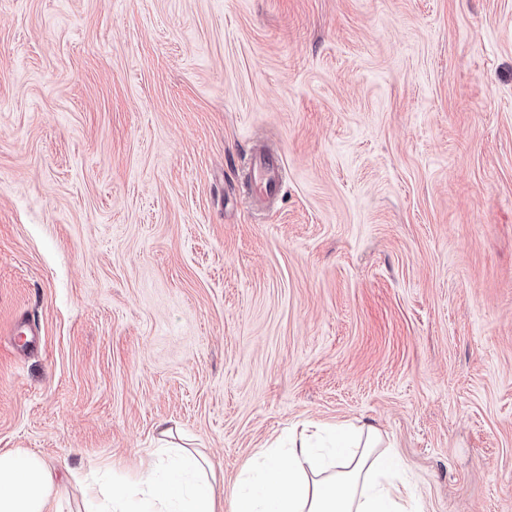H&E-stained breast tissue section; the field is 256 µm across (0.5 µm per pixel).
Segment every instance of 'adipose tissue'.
Here are the masks:
<instances>
[{
	"label": "adipose tissue",
	"instance_id": "adipose-tissue-1",
	"mask_svg": "<svg viewBox=\"0 0 512 512\" xmlns=\"http://www.w3.org/2000/svg\"><path fill=\"white\" fill-rule=\"evenodd\" d=\"M371 425H296L287 449H263L251 462L259 480L238 487L231 505L215 492L214 470L194 451L158 448L137 479L106 484L100 468L79 470L85 512H412L409 487L389 467ZM57 482L40 456L0 451V512H55Z\"/></svg>",
	"mask_w": 512,
	"mask_h": 512
}]
</instances>
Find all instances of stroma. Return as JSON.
I'll use <instances>...</instances> for the list:
<instances>
[{"mask_svg": "<svg viewBox=\"0 0 512 512\" xmlns=\"http://www.w3.org/2000/svg\"><path fill=\"white\" fill-rule=\"evenodd\" d=\"M310 420L512 512V0H0V449L80 512L163 430L227 497ZM283 169L278 154L262 150L246 163L245 192L254 202H263L277 196L283 188Z\"/></svg>", "mask_w": 512, "mask_h": 512, "instance_id": "1", "label": "stroma"}]
</instances>
